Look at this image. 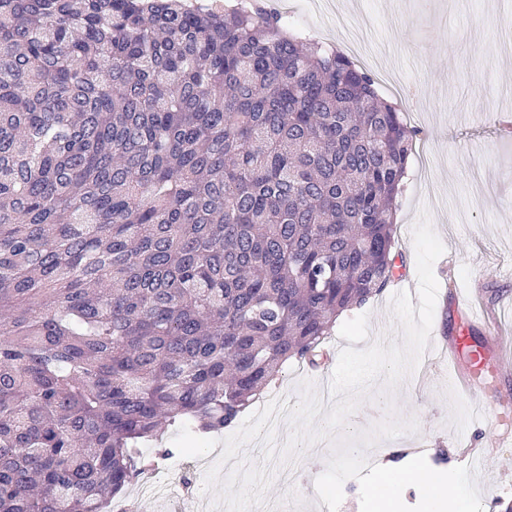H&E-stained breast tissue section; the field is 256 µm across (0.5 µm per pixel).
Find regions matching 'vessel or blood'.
I'll list each match as a JSON object with an SVG mask.
<instances>
[{
    "label": "vessel or blood",
    "instance_id": "1",
    "mask_svg": "<svg viewBox=\"0 0 512 512\" xmlns=\"http://www.w3.org/2000/svg\"><path fill=\"white\" fill-rule=\"evenodd\" d=\"M473 324L472 317H465L462 325L455 327L446 338L440 354L448 363L449 383L469 400L472 406L469 421L475 424L485 419L490 403L499 396L498 391L487 389L483 383L484 376L511 375L512 364L507 363L501 353V340L495 323L483 319L487 341L480 347L473 346L471 342ZM457 445L461 449V464L474 466L479 472H496L497 459L472 449L466 431H459Z\"/></svg>",
    "mask_w": 512,
    "mask_h": 512
}]
</instances>
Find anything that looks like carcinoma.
Returning <instances> with one entry per match:
<instances>
[{"instance_id": "cac0c4a2", "label": "carcinoma", "mask_w": 512, "mask_h": 512, "mask_svg": "<svg viewBox=\"0 0 512 512\" xmlns=\"http://www.w3.org/2000/svg\"><path fill=\"white\" fill-rule=\"evenodd\" d=\"M414 131L255 0H0V512H102L391 286Z\"/></svg>"}]
</instances>
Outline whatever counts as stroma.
<instances>
[{
    "mask_svg": "<svg viewBox=\"0 0 512 512\" xmlns=\"http://www.w3.org/2000/svg\"><path fill=\"white\" fill-rule=\"evenodd\" d=\"M290 11L307 37L339 45L341 51L377 80L382 95L401 104L408 126L417 129L397 211L396 263L409 293L417 291L412 229L420 211L445 245L434 264L439 283L434 320L456 323L448 299L456 284L466 311L495 313L512 359V136L501 134L495 116L512 111V0H274ZM391 293L338 320L326 340L331 362L322 368L289 361L264 390L255 408L274 399L296 404L302 381L326 397L342 348L363 349L374 339L400 340L391 312ZM392 405H385V398ZM470 408L448 383L442 361L407 374L395 389L384 380L369 388L354 413L360 429L388 417L416 420V431L379 440L365 449L368 460L427 445V456L446 450L456 458L455 437L467 426ZM332 453L329 442L314 446L313 460L298 457L276 464L266 493L268 512H329L315 480ZM203 458L173 456L136 478L126 489L130 512H202L211 505L204 493L208 467Z\"/></svg>",
    "mask_w": 512,
    "mask_h": 512,
    "instance_id": "35a3bbf8",
    "label": "stroma"
}]
</instances>
